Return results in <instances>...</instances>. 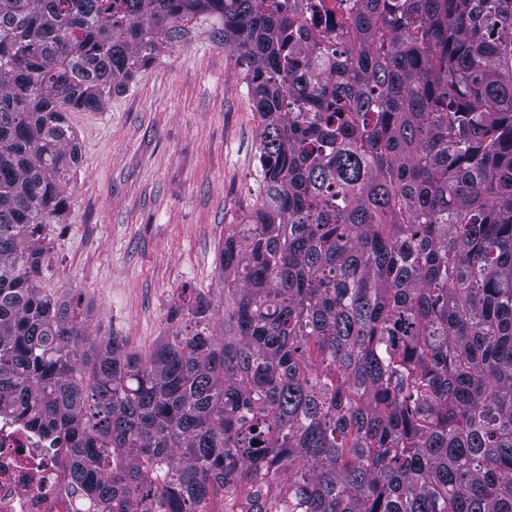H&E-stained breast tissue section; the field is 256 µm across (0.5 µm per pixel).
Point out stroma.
<instances>
[{
	"mask_svg": "<svg viewBox=\"0 0 512 512\" xmlns=\"http://www.w3.org/2000/svg\"><path fill=\"white\" fill-rule=\"evenodd\" d=\"M78 165L46 285L68 287L91 339L149 351L184 287L223 309L224 227L259 192L260 124L232 52L206 35L164 48L100 112H73Z\"/></svg>",
	"mask_w": 512,
	"mask_h": 512,
	"instance_id": "stroma-1",
	"label": "stroma"
}]
</instances>
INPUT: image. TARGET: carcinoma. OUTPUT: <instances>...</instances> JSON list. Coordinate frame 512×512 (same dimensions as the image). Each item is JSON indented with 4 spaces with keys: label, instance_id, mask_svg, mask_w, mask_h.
I'll return each instance as SVG.
<instances>
[{
    "label": "carcinoma",
    "instance_id": "cac0c4a2",
    "mask_svg": "<svg viewBox=\"0 0 512 512\" xmlns=\"http://www.w3.org/2000/svg\"><path fill=\"white\" fill-rule=\"evenodd\" d=\"M0 0V406L98 512H512V0ZM206 29L262 188L146 353L44 287L99 112Z\"/></svg>",
    "mask_w": 512,
    "mask_h": 512
}]
</instances>
